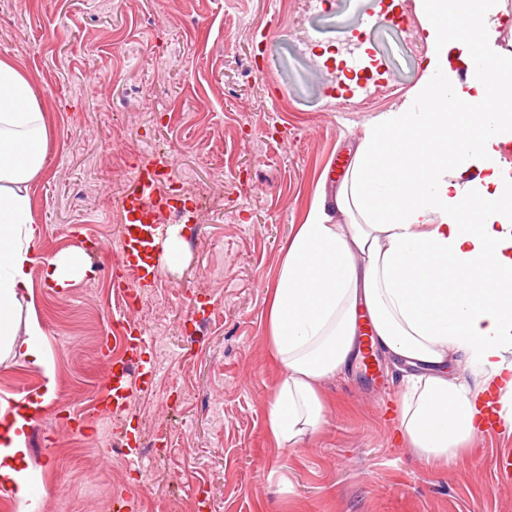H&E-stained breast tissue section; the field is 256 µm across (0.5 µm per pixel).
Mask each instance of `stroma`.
<instances>
[{
    "label": "stroma",
    "mask_w": 512,
    "mask_h": 512,
    "mask_svg": "<svg viewBox=\"0 0 512 512\" xmlns=\"http://www.w3.org/2000/svg\"><path fill=\"white\" fill-rule=\"evenodd\" d=\"M413 0H339L328 14L282 0H0V55L50 113L53 138L31 185L37 250L81 231L105 246L63 291L33 270L57 397L29 431L34 512H512V435H481L437 469L395 447L401 377L382 353L326 381L316 438L277 448L267 403L280 370L266 342L267 288L293 225L364 126L402 104L427 46ZM278 32L267 41L268 32ZM352 98L349 112L332 95ZM182 186L184 259L141 280L112 250L120 199L150 164ZM139 284L128 320L153 336L154 371L117 418L75 425L108 373L112 281ZM39 368L0 364V396L35 393ZM135 437L118 459L113 446ZM161 442L158 452L146 444Z\"/></svg>",
    "instance_id": "stroma-1"
}]
</instances>
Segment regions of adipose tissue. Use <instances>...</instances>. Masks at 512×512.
<instances>
[{
	"label": "adipose tissue",
	"mask_w": 512,
	"mask_h": 512,
	"mask_svg": "<svg viewBox=\"0 0 512 512\" xmlns=\"http://www.w3.org/2000/svg\"><path fill=\"white\" fill-rule=\"evenodd\" d=\"M502 0H415L428 52L407 100L372 118L332 196H320L281 248L268 295L267 342L281 370L266 429L279 448L312 440L330 402L322 384L360 354V322L373 348L406 371L399 438L445 467L488 417L512 434V107L499 106V55L477 46L501 34ZM452 103L449 112L443 103ZM476 113L460 137V109ZM52 125L28 78L0 57V359L41 367L25 403L0 400V486L31 512L28 434L56 396L32 271L66 289L91 265L73 249L39 260L30 183L42 171ZM415 137L414 173L393 181V143ZM456 146L438 158L440 145Z\"/></svg>",
	"instance_id": "adipose-tissue-1"
}]
</instances>
